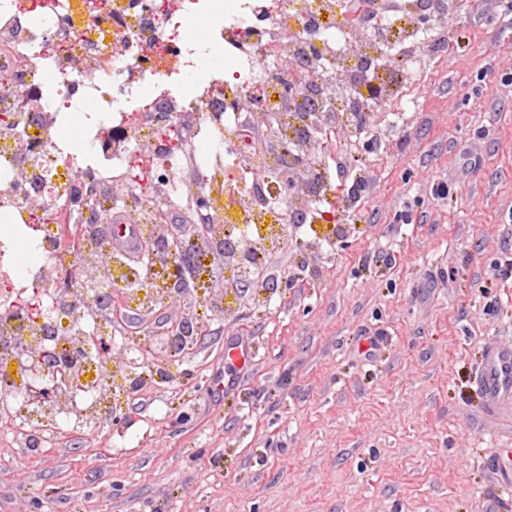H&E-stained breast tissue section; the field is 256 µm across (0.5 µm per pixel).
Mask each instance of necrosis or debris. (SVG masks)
Here are the masks:
<instances>
[{"label": "necrosis or debris", "instance_id": "necrosis-or-debris-1", "mask_svg": "<svg viewBox=\"0 0 512 512\" xmlns=\"http://www.w3.org/2000/svg\"><path fill=\"white\" fill-rule=\"evenodd\" d=\"M94 0H51L40 17L0 0V114L12 117L0 130V190L22 181L28 199L52 193L60 219L34 225L24 202L0 204V415L17 421L12 437L33 451L58 434L59 422L76 431L97 422L105 389H129L135 375L115 379L104 362L86 355L88 326L107 329L99 290L132 283L120 258L112 269L83 271L96 291L64 288L58 253L65 242L82 260L97 252L94 227L64 207L74 182L86 180L98 209L117 212L127 224L149 230L162 210L182 199L205 197L203 221L209 233L185 240L195 262L194 280L213 265L224 267L225 287L264 266L269 252L287 239L286 216L310 210L315 200L334 201L342 191L328 177L302 174L299 161L324 132L357 122L351 106L385 111L400 88L418 85L414 65L424 53L421 0H106L94 16ZM206 23L199 41L180 31L183 17ZM60 50L46 54L49 37ZM224 48V69L207 72L185 91L183 80L206 46ZM413 65L400 67V56ZM280 58L301 60L312 72V88L288 93L297 73L282 70ZM66 80L73 103L88 98L82 138L89 151L77 155L62 139L68 114L52 89ZM35 92L38 110L21 98ZM149 148L145 163L156 189L141 205L123 198L135 179L129 169L137 146ZM300 175L299 189L278 202L273 172ZM29 244L37 260L21 263L17 252ZM39 291L43 320L16 305ZM49 350L73 356L67 378L49 403L28 401L27 354Z\"/></svg>", "mask_w": 512, "mask_h": 512}]
</instances>
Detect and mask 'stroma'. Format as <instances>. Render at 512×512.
<instances>
[{
  "label": "stroma",
  "instance_id": "stroma-1",
  "mask_svg": "<svg viewBox=\"0 0 512 512\" xmlns=\"http://www.w3.org/2000/svg\"><path fill=\"white\" fill-rule=\"evenodd\" d=\"M434 30L414 94L371 116L377 149L339 132L332 180L359 165L360 202L268 256L291 288L231 296L219 267L150 312L124 292L113 354L187 313L194 353L166 352L165 381L144 367L122 426L0 443V512H512L489 471L512 414L486 422L473 385L484 344H512V12L459 0ZM242 340L244 374L224 361Z\"/></svg>",
  "mask_w": 512,
  "mask_h": 512
}]
</instances>
